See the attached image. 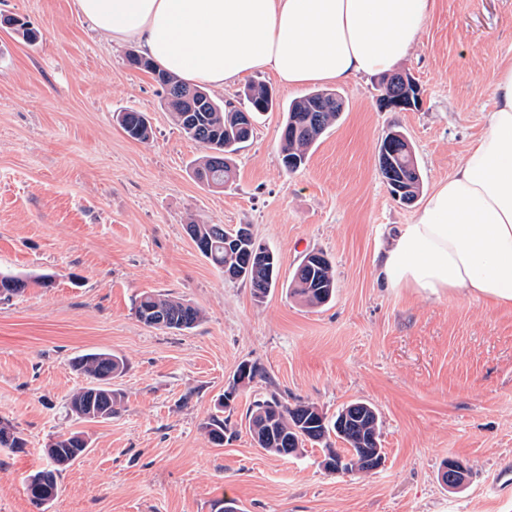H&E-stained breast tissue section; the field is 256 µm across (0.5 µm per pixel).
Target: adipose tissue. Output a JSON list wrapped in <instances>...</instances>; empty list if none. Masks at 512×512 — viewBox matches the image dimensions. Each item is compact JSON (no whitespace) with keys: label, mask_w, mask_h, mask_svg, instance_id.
Returning <instances> with one entry per match:
<instances>
[{"label":"adipose tissue","mask_w":512,"mask_h":512,"mask_svg":"<svg viewBox=\"0 0 512 512\" xmlns=\"http://www.w3.org/2000/svg\"><path fill=\"white\" fill-rule=\"evenodd\" d=\"M97 29L177 78L216 87L269 72L288 86L389 72L434 0H76ZM488 132L375 256L387 288L459 291L512 306V62L498 65Z\"/></svg>","instance_id":"ef3b65f1"}]
</instances>
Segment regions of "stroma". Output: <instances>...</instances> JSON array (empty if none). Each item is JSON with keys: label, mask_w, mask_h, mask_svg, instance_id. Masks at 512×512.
<instances>
[{"label": "stroma", "mask_w": 512, "mask_h": 512, "mask_svg": "<svg viewBox=\"0 0 512 512\" xmlns=\"http://www.w3.org/2000/svg\"><path fill=\"white\" fill-rule=\"evenodd\" d=\"M4 15L39 39L0 26V271L49 283L0 300V419L25 440L0 448V512H214L226 499L238 512H512L501 480L512 468V308L385 288L374 272L387 234L420 209L382 178V137L405 134L423 193L447 179L488 128L495 67L512 61V0H435L398 66L422 87L420 106L381 109L377 75L335 85L345 108L294 173L280 160L281 107L309 89L254 74L281 106L257 115L221 189L194 178L205 150L175 124L152 75L128 63L135 43L96 29L75 0H0ZM127 109L148 114L149 142L119 127ZM193 220L250 225L278 258V287L259 301L225 279L187 235ZM310 252L335 273L322 306L286 289ZM151 291L198 306L202 322L184 332L140 322L134 301ZM89 352L126 363L108 419L67 411L88 384L70 362ZM243 362L260 373L237 388ZM273 393L330 418L370 403L384 465L336 474L321 444L290 457L258 448L245 413ZM216 414L228 419L220 447L203 430ZM72 432L87 452L35 506L27 480L50 467V441ZM449 458L469 469L456 490L439 480Z\"/></svg>", "instance_id": "1"}]
</instances>
